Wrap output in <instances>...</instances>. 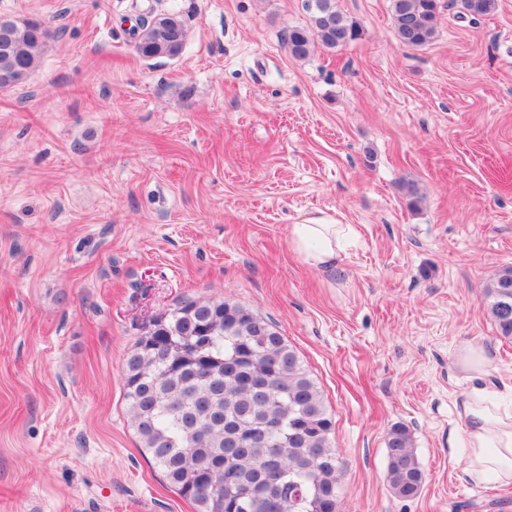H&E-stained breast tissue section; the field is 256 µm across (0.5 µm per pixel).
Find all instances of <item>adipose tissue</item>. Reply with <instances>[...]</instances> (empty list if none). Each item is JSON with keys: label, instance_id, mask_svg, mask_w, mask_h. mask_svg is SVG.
Masks as SVG:
<instances>
[{"label": "adipose tissue", "instance_id": "obj_1", "mask_svg": "<svg viewBox=\"0 0 512 512\" xmlns=\"http://www.w3.org/2000/svg\"><path fill=\"white\" fill-rule=\"evenodd\" d=\"M354 234L353 225L321 211L291 225L288 244L305 264L332 273ZM500 400V391L491 382L462 393L464 424L448 435L449 457H460L465 479L475 484L491 479L512 483V411L502 409Z\"/></svg>", "mask_w": 512, "mask_h": 512}]
</instances>
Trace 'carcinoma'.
Listing matches in <instances>:
<instances>
[{"instance_id":"carcinoma-1","label":"carcinoma","mask_w":512,"mask_h":512,"mask_svg":"<svg viewBox=\"0 0 512 512\" xmlns=\"http://www.w3.org/2000/svg\"><path fill=\"white\" fill-rule=\"evenodd\" d=\"M311 27L288 30V50L308 56L313 40L334 49L361 36L335 0H306ZM495 0H460V17L485 16ZM439 0H392L397 40L430 43ZM187 20L177 11L140 19L131 36L145 59L182 53ZM49 31L0 20V91L35 68ZM499 336L512 339V266L486 285ZM125 398L142 448L195 512H339L341 468L334 423L316 382L279 331L229 300H188L158 316L126 357ZM224 474H214L216 461ZM387 481L398 497L423 486L406 427L387 439Z\"/></svg>"}]
</instances>
